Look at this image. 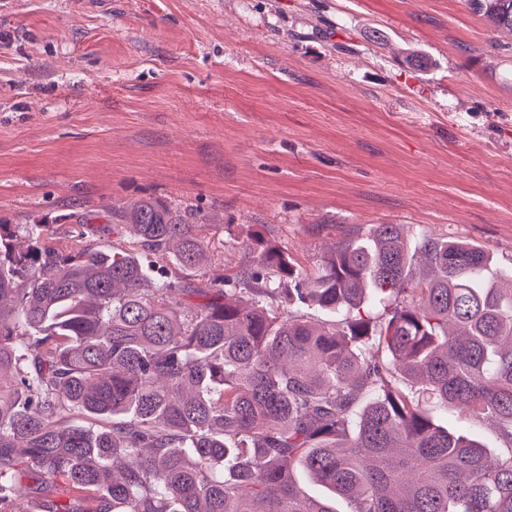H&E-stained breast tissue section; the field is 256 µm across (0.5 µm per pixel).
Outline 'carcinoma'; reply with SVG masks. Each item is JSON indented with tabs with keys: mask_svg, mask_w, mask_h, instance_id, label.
<instances>
[{
	"mask_svg": "<svg viewBox=\"0 0 512 512\" xmlns=\"http://www.w3.org/2000/svg\"><path fill=\"white\" fill-rule=\"evenodd\" d=\"M468 2L512 30V0ZM218 223L114 204L110 252L0 224V512L59 482L48 512H512V284L485 249L371 224L309 275L256 231L252 261L192 285ZM430 412L436 423L448 427L449 430L468 434L486 444L496 455L502 449V444L496 430L487 422H480L458 414L456 411L439 404H431Z\"/></svg>",
	"mask_w": 512,
	"mask_h": 512,
	"instance_id": "obj_1",
	"label": "carcinoma"
}]
</instances>
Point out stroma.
<instances>
[{
    "label": "stroma",
    "instance_id": "1",
    "mask_svg": "<svg viewBox=\"0 0 512 512\" xmlns=\"http://www.w3.org/2000/svg\"><path fill=\"white\" fill-rule=\"evenodd\" d=\"M148 195L223 216L209 278L254 229L312 274L369 224L511 269L512 31L467 0H0V222L125 246L109 209Z\"/></svg>",
    "mask_w": 512,
    "mask_h": 512
}]
</instances>
